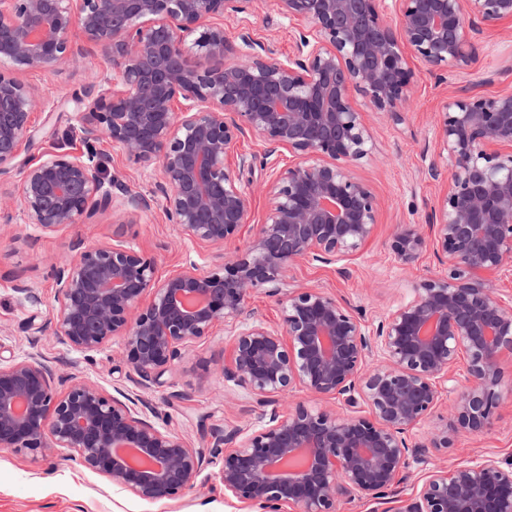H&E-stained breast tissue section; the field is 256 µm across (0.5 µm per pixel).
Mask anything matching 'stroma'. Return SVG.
Instances as JSON below:
<instances>
[{"instance_id": "stroma-1", "label": "stroma", "mask_w": 512, "mask_h": 512, "mask_svg": "<svg viewBox=\"0 0 512 512\" xmlns=\"http://www.w3.org/2000/svg\"><path fill=\"white\" fill-rule=\"evenodd\" d=\"M239 14L225 17L224 27L237 32L246 27L252 38L271 47L285 60L295 51L294 25L285 18L277 0H243ZM474 47L470 67L439 82L424 64L415 66V91L403 112H380L368 106L365 98L354 101L363 110L373 135L367 157L351 166L353 175L378 198L380 210L372 238L363 251L345 264L336 266L303 261L293 266L277 295L261 290L248 304L249 310L274 328L282 326V293L306 285L336 294L373 326L390 310L410 300L414 286L428 276L446 275L448 269L433 251L424 252L410 266L401 265L390 250V238L399 225L428 224L431 212L441 199L444 185L441 173L448 170V154L437 133V119L449 97L461 92L494 95L512 89V24L469 39ZM85 57L77 65L55 73L32 72L24 79L39 89L48 101L45 111L36 113V135L28 152L38 155L61 149L80 156L86 146L71 129L76 110L74 91L97 79L109 66L100 49L85 47ZM96 150L109 174L122 179L134 191L149 193L154 175L129 163L122 151L109 140H101ZM240 155L255 157L254 167L240 174L249 199L248 225L261 223L267 200L261 189L272 171L287 166L289 154L265 157L261 143L242 140ZM438 176H431V169ZM94 243L101 239L129 241L154 255L159 276L188 262L212 266L211 249L196 245L165 220L161 207L144 213L133 224L117 223L111 213L96 215L90 223L75 224L50 234H36L25 224L0 226V358L27 355L52 364L62 362V374L96 381L107 394L121 390L135 393L128 379L129 367L120 342L110 351L88 358L68 350L54 336L40 337L31 344L38 327L52 317L56 288L51 276L53 263L69 256L75 239ZM32 285L41 298L33 305L18 299L14 279ZM37 335V334H36ZM230 336L216 327L179 364L175 376L184 398L170 396L168 388L148 392L158 423L182 436L195 447L213 427H257L256 416L247 414L249 395L227 383L222 375L224 349ZM502 399L490 427L478 434L455 437L452 447L431 450L428 465H412L403 484L404 494L420 486L429 468L462 465L484 456L512 462V357L503 363ZM220 461H213L199 475L195 487L182 499L149 502L139 499L107 480L54 455L35 460L23 454L0 449V512H245L239 502L224 490Z\"/></svg>"}]
</instances>
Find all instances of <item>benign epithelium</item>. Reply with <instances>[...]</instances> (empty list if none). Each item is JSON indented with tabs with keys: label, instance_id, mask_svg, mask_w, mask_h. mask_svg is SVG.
I'll return each mask as SVG.
<instances>
[{
	"label": "benign epithelium",
	"instance_id": "benign-epithelium-1",
	"mask_svg": "<svg viewBox=\"0 0 512 512\" xmlns=\"http://www.w3.org/2000/svg\"><path fill=\"white\" fill-rule=\"evenodd\" d=\"M239 0H0V222L42 234L110 211L128 224L159 200L193 242L222 248L245 226L249 201L226 157L244 138L296 158L266 185L268 206L245 249L213 268L189 262L167 276L154 256L120 241L87 244L54 267L58 292L51 331L87 357L119 340L141 390L172 384L177 364L218 324L234 325L224 381L247 390L266 420L212 428L206 448L172 434L141 396L111 397L93 380L55 376L32 356L0 362V448L34 458L58 451L146 501L178 500L211 459L221 458L224 490L263 512H336L356 497L400 494L408 469L428 449L449 448L461 432L487 428L502 397V360L512 354V299L489 276L512 263V92L455 95L439 112L448 186L428 228L403 224L391 249L404 265L433 245L448 266L420 280L413 298L367 329L323 288L299 287L282 302L283 327L248 309L255 291L279 292L301 261L334 264L359 252L379 203L351 172L372 134L353 102L398 112L414 79L410 57L436 78L469 67L466 33L512 22V0H278L299 22L298 52L284 63L242 30L215 21ZM100 47L111 70L76 99L86 155L21 158L43 101L19 78L55 72L82 54L74 31ZM210 65L190 61L186 37ZM252 52L241 55V47ZM107 138L157 172L154 189L133 192L107 177L94 144ZM13 291L36 304L25 280ZM467 360L464 383L453 373ZM301 388L341 399L349 412L303 403L281 412L276 398ZM455 395L427 444L409 432L431 418L441 392ZM398 512H512V463L491 456L429 472Z\"/></svg>",
	"mask_w": 512,
	"mask_h": 512
}]
</instances>
